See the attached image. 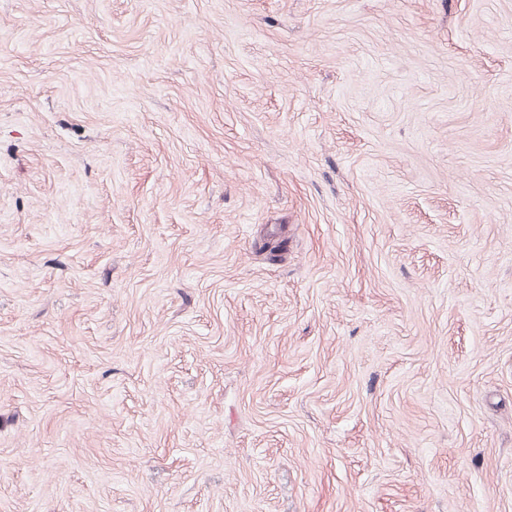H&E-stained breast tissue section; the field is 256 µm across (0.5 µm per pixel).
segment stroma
<instances>
[{
	"label": "stroma",
	"mask_w": 512,
	"mask_h": 512,
	"mask_svg": "<svg viewBox=\"0 0 512 512\" xmlns=\"http://www.w3.org/2000/svg\"><path fill=\"white\" fill-rule=\"evenodd\" d=\"M0 512H512V0H0Z\"/></svg>",
	"instance_id": "35a3bbf8"
}]
</instances>
